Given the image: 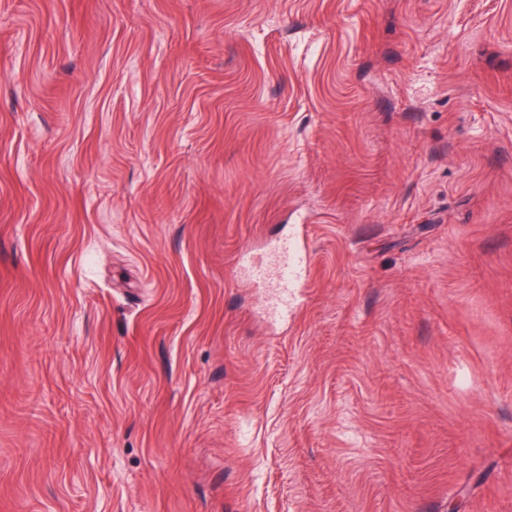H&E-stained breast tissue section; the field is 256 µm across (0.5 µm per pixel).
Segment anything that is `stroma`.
Wrapping results in <instances>:
<instances>
[{"label":"stroma","instance_id":"obj_1","mask_svg":"<svg viewBox=\"0 0 512 512\" xmlns=\"http://www.w3.org/2000/svg\"><path fill=\"white\" fill-rule=\"evenodd\" d=\"M453 500L512 512V0H0V512ZM309 266V256L306 251L285 240L280 246V259L274 267L263 265L252 269V276L256 280H275L285 300L284 314L288 316V294L294 291L292 288L303 276L306 275Z\"/></svg>","mask_w":512,"mask_h":512}]
</instances>
